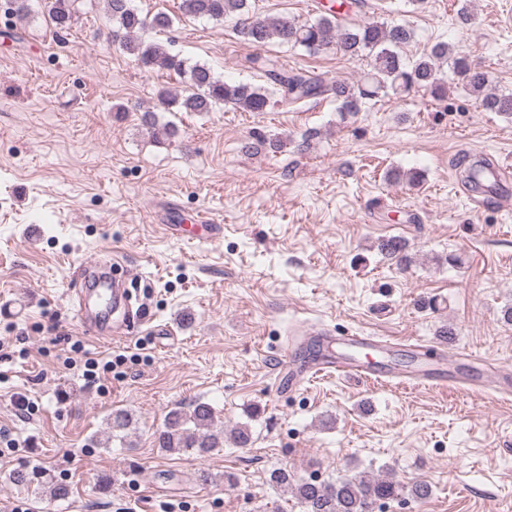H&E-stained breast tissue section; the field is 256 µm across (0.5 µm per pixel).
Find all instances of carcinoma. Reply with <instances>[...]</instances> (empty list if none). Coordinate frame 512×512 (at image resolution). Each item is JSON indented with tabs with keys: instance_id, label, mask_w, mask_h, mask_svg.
<instances>
[{
	"instance_id": "1",
	"label": "carcinoma",
	"mask_w": 512,
	"mask_h": 512,
	"mask_svg": "<svg viewBox=\"0 0 512 512\" xmlns=\"http://www.w3.org/2000/svg\"><path fill=\"white\" fill-rule=\"evenodd\" d=\"M107 12L115 27L114 41L137 64L147 70H168L187 77L189 91L181 95L160 93L162 103L182 112H210L218 104L232 105L242 112H264L271 104L268 91L262 86L223 81L201 64L189 66L172 54L162 42L146 41V29H168L173 18L164 12L142 16L130 7L128 0H106ZM364 0H343L339 9L321 15L313 22L299 23L280 16L260 18L250 15L249 0H181L179 10L189 17L207 18L216 22L236 20L235 31L244 41L265 46L273 42L293 43L309 52H318L336 44L345 53L357 56L365 52L370 57V69L360 84L328 83L307 71L290 69L278 61L261 55L248 58L249 68L276 86L281 102L296 104L306 99L330 97L337 103L336 112L345 120L361 111L365 101L380 93L401 96L413 89L429 92L434 97L446 94L447 82L440 76L441 64L463 77L468 90L486 111L512 115V93L502 94L491 89L490 75L474 65L469 58L453 51L446 43L435 44L430 53L406 63L400 48L409 42L411 30L404 25H388L357 17ZM76 0H52L49 15L55 29L68 30L74 23ZM378 249L388 260L399 265L409 262L407 243L402 239L383 240ZM132 426L128 412L116 410L109 418L110 438L125 442ZM238 448L252 439L248 426L238 425L230 431L215 424L211 407L197 403L191 410L176 409L168 413L160 447L167 452L194 450L200 455L224 449V440ZM16 485H44L43 471L19 468L9 474ZM270 482L280 490L290 492L304 512H375L379 505L403 494L425 500L432 494L431 486L423 481L410 489L389 476H352L337 482H311L293 479L286 470H275Z\"/></svg>"
}]
</instances>
